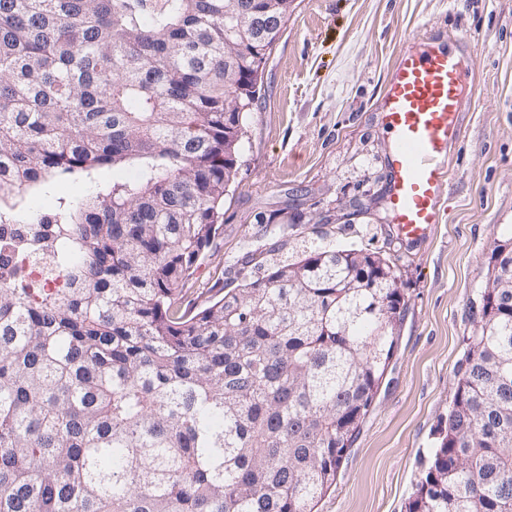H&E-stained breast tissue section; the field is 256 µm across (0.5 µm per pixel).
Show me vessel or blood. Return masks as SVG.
I'll return each mask as SVG.
<instances>
[{"label":"vessel or blood","instance_id":"1","mask_svg":"<svg viewBox=\"0 0 512 512\" xmlns=\"http://www.w3.org/2000/svg\"><path fill=\"white\" fill-rule=\"evenodd\" d=\"M463 107V66L454 52H413L394 67L383 101L392 148L387 203L403 240L425 242L443 220L448 143Z\"/></svg>","mask_w":512,"mask_h":512}]
</instances>
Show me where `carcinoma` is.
Returning a JSON list of instances; mask_svg holds the SVG:
<instances>
[{
	"label": "carcinoma",
	"mask_w": 512,
	"mask_h": 512,
	"mask_svg": "<svg viewBox=\"0 0 512 512\" xmlns=\"http://www.w3.org/2000/svg\"><path fill=\"white\" fill-rule=\"evenodd\" d=\"M228 0H0V224L76 288L0 284V512H317L392 358L393 264L315 247L183 308L264 54ZM104 169L132 176L98 180ZM52 224H19L54 181ZM512 238L407 512H512ZM89 187L90 186L86 182L80 179H73L62 183H56L54 186H52L50 193H41L33 197L35 199L31 205L33 207L31 209V213L33 211L37 212L38 210L46 207L55 208L57 205L58 197H66L75 201L80 200L88 193Z\"/></svg>",
	"instance_id": "cac0c4a2"
}]
</instances>
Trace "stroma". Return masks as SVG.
Segmentation results:
<instances>
[{
	"mask_svg": "<svg viewBox=\"0 0 512 512\" xmlns=\"http://www.w3.org/2000/svg\"><path fill=\"white\" fill-rule=\"evenodd\" d=\"M245 118L224 232L189 304L315 244L390 257L407 302L394 355L319 512H406L455 391L494 241L512 237V0H295ZM472 57L448 147L446 218L408 246L386 203L380 105L402 52Z\"/></svg>",
	"mask_w": 512,
	"mask_h": 512,
	"instance_id": "obj_1",
	"label": "stroma"
}]
</instances>
